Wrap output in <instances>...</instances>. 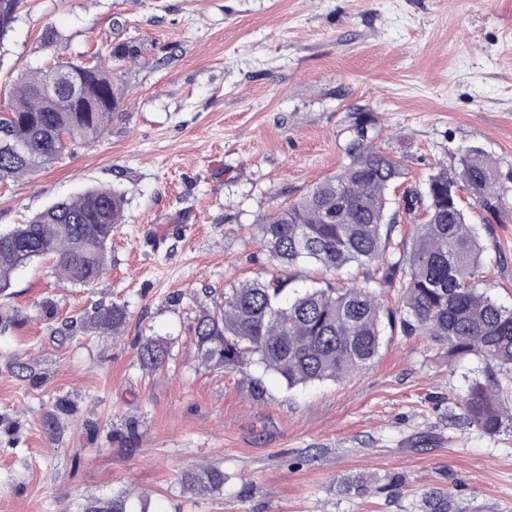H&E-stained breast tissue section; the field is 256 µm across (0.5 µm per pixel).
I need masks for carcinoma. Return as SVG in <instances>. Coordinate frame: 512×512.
<instances>
[{
	"instance_id": "1",
	"label": "carcinoma",
	"mask_w": 512,
	"mask_h": 512,
	"mask_svg": "<svg viewBox=\"0 0 512 512\" xmlns=\"http://www.w3.org/2000/svg\"><path fill=\"white\" fill-rule=\"evenodd\" d=\"M22 0H0V46L12 29ZM138 50L118 45L108 61L90 66L57 62L30 70L17 85L0 117V181L42 170L73 146L95 142L124 100L112 80V64L135 60ZM60 71L72 74L79 96L45 92ZM349 162L294 203L259 219L261 246L274 265L288 272L253 281L221 295L194 327L202 361L227 369L256 366L280 375L288 388L340 380L367 369L379 353L385 326L400 325L444 348L452 359L475 358L484 379L474 380L450 419L498 435L512 426V396L497 373L512 372V307L484 287L480 237L461 205L466 189L490 215L499 209V173L482 151L471 149L459 170L442 169L425 190L409 189L399 200L405 213L423 210L411 241L393 216L392 185L405 175L403 164L369 146L361 135L348 148ZM125 195L95 186L36 213L26 223L0 231V295L12 287L19 268L44 256L53 259L60 279L91 287L105 273L107 249L116 225L124 222ZM316 265L333 276L323 287L292 288L298 269ZM361 270V279L343 274ZM398 284L401 307L380 301ZM125 306H98L84 321L95 329L122 332ZM170 349L152 338L140 345L139 359L159 369ZM184 489L208 494L224 488L219 464L188 469ZM421 512H466L448 489L423 493Z\"/></svg>"
}]
</instances>
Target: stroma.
<instances>
[{"label":"stroma","mask_w":512,"mask_h":512,"mask_svg":"<svg viewBox=\"0 0 512 512\" xmlns=\"http://www.w3.org/2000/svg\"><path fill=\"white\" fill-rule=\"evenodd\" d=\"M140 45L106 132L0 182V230L93 186L126 195L95 286L22 268L0 312V512H419L444 487L512 512V430L451 424L474 359L386 334L368 369L295 388L205 364L192 342L220 293L271 278L256 221L335 175L357 127L424 188L476 147L503 202L480 234L492 296L512 305V0H25L0 48V103L27 70ZM117 303L119 335L85 328ZM169 342L158 371L145 338ZM219 464L194 495L188 468ZM366 477L367 487H349ZM184 489L194 494H208L224 488V468L219 464L185 470L180 476Z\"/></svg>","instance_id":"1"}]
</instances>
